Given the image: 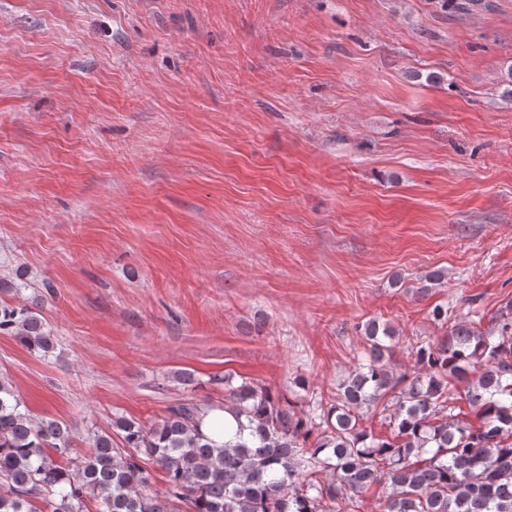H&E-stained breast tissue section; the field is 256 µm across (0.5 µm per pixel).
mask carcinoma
I'll use <instances>...</instances> for the list:
<instances>
[{
  "instance_id": "1",
  "label": "carcinoma",
  "mask_w": 512,
  "mask_h": 512,
  "mask_svg": "<svg viewBox=\"0 0 512 512\" xmlns=\"http://www.w3.org/2000/svg\"><path fill=\"white\" fill-rule=\"evenodd\" d=\"M436 4L467 14L482 0ZM26 288L19 275L0 279V333L49 357L57 343L38 301L4 300ZM432 316L450 331L417 345L410 371L391 360L393 326L362 324L364 358L327 409L298 410L264 385L215 379L220 408L238 422L220 446L200 429L210 404L189 400L150 426L118 418L89 431L92 451L63 466L49 451L71 454L73 427L34 417L0 374V512H85L89 500L100 512H359L374 485L382 512H512V301L484 330L448 321L444 305ZM460 396L478 425L453 414ZM380 406L387 439L361 423ZM144 457L164 473V490L151 489Z\"/></svg>"
}]
</instances>
